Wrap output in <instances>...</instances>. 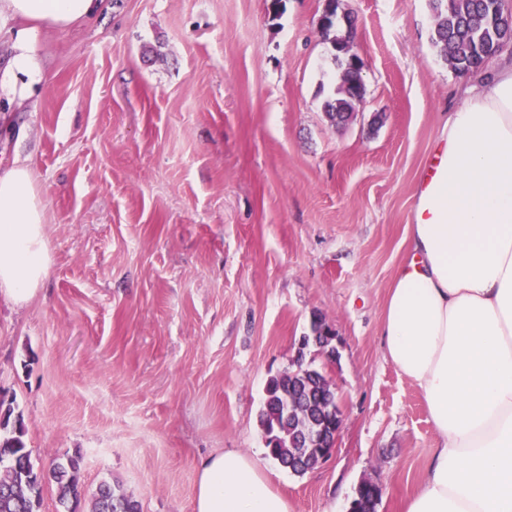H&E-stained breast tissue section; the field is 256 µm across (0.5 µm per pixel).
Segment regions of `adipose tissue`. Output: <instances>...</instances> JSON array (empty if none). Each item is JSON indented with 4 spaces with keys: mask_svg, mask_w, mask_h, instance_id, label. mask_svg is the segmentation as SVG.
Returning <instances> with one entry per match:
<instances>
[{
    "mask_svg": "<svg viewBox=\"0 0 512 512\" xmlns=\"http://www.w3.org/2000/svg\"><path fill=\"white\" fill-rule=\"evenodd\" d=\"M104 0H0L17 23L0 95L20 104L47 74L39 30L96 15ZM416 188L406 257L378 334L423 394L435 435L404 512H512V64L464 79ZM50 269L30 169L0 171V297L27 303ZM193 512H292L259 453L202 459Z\"/></svg>",
    "mask_w": 512,
    "mask_h": 512,
    "instance_id": "1",
    "label": "adipose tissue"
}]
</instances>
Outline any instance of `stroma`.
I'll use <instances>...</instances> for the list:
<instances>
[{
    "instance_id": "35a3bbf8",
    "label": "stroma",
    "mask_w": 512,
    "mask_h": 512,
    "mask_svg": "<svg viewBox=\"0 0 512 512\" xmlns=\"http://www.w3.org/2000/svg\"><path fill=\"white\" fill-rule=\"evenodd\" d=\"M38 33L48 78L0 112V166L43 204L51 266L0 299V396L40 469L81 453L83 512L104 481L141 512H193L200 460L264 445L268 380L321 319L336 362L332 457L267 466L293 512H348L361 481L401 512L435 436L378 336L416 183L461 87L430 0H339L365 93L337 125L325 0H105Z\"/></svg>"
}]
</instances>
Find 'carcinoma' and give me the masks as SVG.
<instances>
[{
    "instance_id": "obj_1",
    "label": "carcinoma",
    "mask_w": 512,
    "mask_h": 512,
    "mask_svg": "<svg viewBox=\"0 0 512 512\" xmlns=\"http://www.w3.org/2000/svg\"><path fill=\"white\" fill-rule=\"evenodd\" d=\"M433 40L450 68L458 73L478 74L512 41V9L505 0H432ZM330 39L340 69L337 97L326 101V115L331 122L352 111V104L362 98L355 90L358 72L350 66L346 41L335 37L336 25L320 27ZM332 393L325 372L313 364L284 376L270 378L260 413L264 438L276 439L270 454L283 468L301 461L317 459L312 440L331 420L321 407V398ZM13 409L0 411V431L10 435L0 439V512H39L42 485L50 478L59 487L63 512H77L80 500L81 456L66 455L53 462L48 473L37 469L23 440L22 416L10 421ZM381 493L362 483L351 503L357 512H377ZM92 512H139L138 504L107 481L93 494Z\"/></svg>"
}]
</instances>
